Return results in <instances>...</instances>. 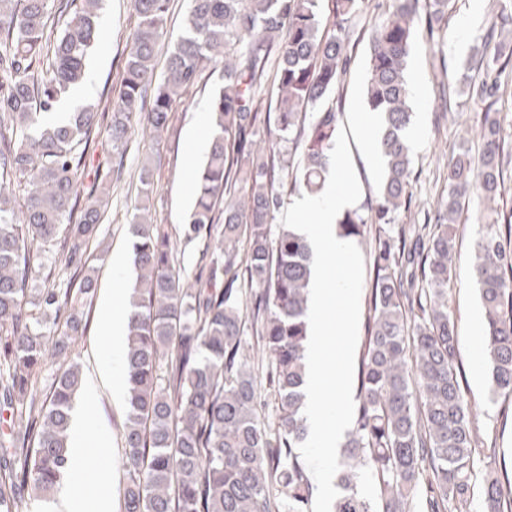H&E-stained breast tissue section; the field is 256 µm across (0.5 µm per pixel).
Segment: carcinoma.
Instances as JSON below:
<instances>
[{
  "mask_svg": "<svg viewBox=\"0 0 512 512\" xmlns=\"http://www.w3.org/2000/svg\"><path fill=\"white\" fill-rule=\"evenodd\" d=\"M102 0H0V512H28L30 492L46 498L74 478L70 419L82 377L70 364L37 401L49 350L83 335L94 294L85 257L112 168L83 188L87 160L123 157L141 126L160 138L173 128L183 94L206 69L224 64L210 99L212 136L198 168L192 208L177 234L203 240L194 286L175 270L172 234L146 202L150 161L140 169L133 215L135 278L129 298L122 433L121 512H308L311 497L299 446L312 262L303 237L270 224L289 190L322 189L337 134L347 43L359 0H189L181 34L156 78L170 0H132L119 92L52 115L86 77L99 37ZM378 0L384 19L372 36L364 109L382 118L385 174L371 206L375 236L369 318L358 407L347 433L332 512H464L472 454L480 443L456 373L458 340L448 311L456 224L481 205L472 262L484 316L492 403L512 397V141L502 101L512 98V4L488 0L497 22L473 47L461 83L479 106V157L465 140L448 162L434 224L396 249L384 224L410 208L412 109L407 59L418 36L444 40L452 0ZM346 236L364 218L339 221ZM56 252L73 270L67 287H29L34 258ZM258 289L253 318L271 364L268 391L277 429L260 420L261 399L245 353L241 282ZM374 482L361 487L363 473ZM482 512H512V482L492 472Z\"/></svg>",
  "mask_w": 512,
  "mask_h": 512,
  "instance_id": "1",
  "label": "carcinoma"
}]
</instances>
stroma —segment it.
<instances>
[{
    "label": "stroma",
    "instance_id": "stroma-1",
    "mask_svg": "<svg viewBox=\"0 0 512 512\" xmlns=\"http://www.w3.org/2000/svg\"><path fill=\"white\" fill-rule=\"evenodd\" d=\"M380 19L374 0H362L359 23L349 45L352 61L344 86V108L339 115L361 185V197L354 210L365 217L370 214L383 171L382 165L370 161L363 137L366 113L362 108L372 34ZM491 23L487 10H480L465 35L449 31L446 41L435 46L417 41L410 55L409 71L420 72L423 78L422 90L412 93V123L422 127L423 133L419 141L410 145L412 204L388 227L393 244L401 243L403 229L424 224L426 215L434 212L452 150L473 125L475 109L464 98H456L451 111H443L438 84L444 79L449 86L458 85L476 38ZM133 24L131 0H104L100 40L88 58L89 80L84 88L88 98L116 97L119 72L124 63L122 51ZM439 56L446 61V70L442 73L433 66ZM219 81V72L205 71L199 85L186 93L177 105L173 133L169 137L156 142L142 129L131 133L122 158V180L113 186L108 207L101 215L98 238L88 246L89 254L96 258V290L91 305L86 308L85 332L70 359L79 365L84 386L95 387L97 392V399L90 407V423L84 427L82 436V452L84 456L96 458L97 467L84 478V490L77 495L72 512H91L95 498L103 494L115 502L120 499L122 431L127 403L125 398L112 395L98 377L99 370L111 368L113 349L111 337L104 334L102 328V304L110 296L122 299L130 286V215L141 192V161L148 153L155 157L151 198L155 220L168 228H178L194 198L195 166L202 161L210 144V121L205 114ZM464 217L466 222L457 232V258L448 308L455 318L459 344L458 380L471 404L472 426L484 439L474 453L470 505V512H482V485L486 474L492 471L501 477L512 475V399L489 403V368L487 364L474 362L473 352L482 340L483 313L471 269L477 226L473 212H465ZM116 254L123 258L118 268L112 263Z\"/></svg>",
    "mask_w": 512,
    "mask_h": 512
}]
</instances>
